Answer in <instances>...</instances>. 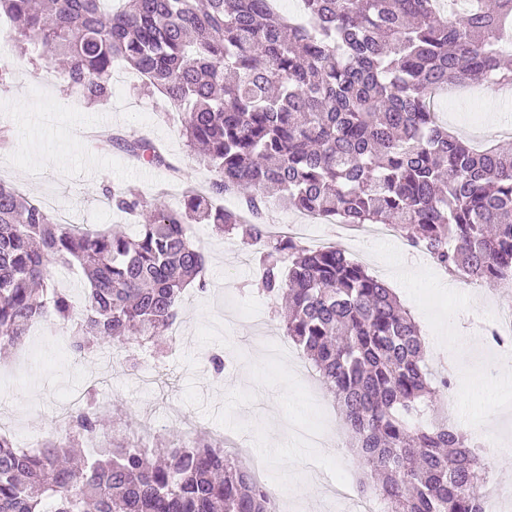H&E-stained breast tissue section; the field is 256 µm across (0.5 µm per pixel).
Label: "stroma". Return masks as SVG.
I'll return each instance as SVG.
<instances>
[{"label":"stroma","instance_id":"1","mask_svg":"<svg viewBox=\"0 0 512 512\" xmlns=\"http://www.w3.org/2000/svg\"><path fill=\"white\" fill-rule=\"evenodd\" d=\"M8 54L9 72L0 81V129L12 133L13 142L0 148V180L23 188L34 199L51 194L74 206L76 224L90 229L121 227L130 234L137 227L125 214L98 207L103 188L136 186L147 198L171 206L180 204L186 189H207L210 174L187 146L175 112L159 93L140 89L131 70L113 78L111 100L96 105L68 90L60 70L42 53L23 55L12 46ZM500 110V103L485 102L483 87L477 83L466 84L459 97L440 96L435 106L439 121L474 146L491 143L512 148V134H502L486 119L487 112ZM104 113L123 142L101 151L92 140H76L78 130ZM142 135L162 147L167 166L133 162L124 142ZM174 167L180 169V177H172ZM312 235L343 248L385 279L413 315L424 338L429 370L452 377L450 390L438 398L430 418L450 413L453 427L469 437L492 436L512 443V389H503L493 406L483 395L484 389L512 375V364L488 359L482 331L494 307L512 308V290L482 285L489 300L477 313L463 298H449L447 291L412 288L404 268L420 270L429 280L443 279L444 274L427 258L409 252L402 240L366 245L351 241L340 225L327 223L313 225ZM192 237L205 255L207 289L190 288L184 294L177 318L181 343L145 356L133 372L115 360L75 361L68 348V327L55 319L44 321L29 336L39 347L40 358L22 374L0 375V430L19 447L31 432L41 433L47 441L59 440L64 429L55 420L56 410L90 393L106 419L101 445L115 440L135 444L140 414L146 411L162 422L150 438V447L169 448L182 442L180 427L166 420L169 406L178 403L195 413L204 431L213 436L243 434L254 456L267 462L269 486H301L303 494L290 512H335L337 504L328 496L327 484L344 473L356 481L368 478V470L357 458L313 446L287 428L295 419L325 422L337 441L348 442L334 400L312 375L299 348L289 346L283 357L272 360L250 344L254 328L239 315L244 307L261 310L275 338H283L284 333L282 301L267 298L255 263L241 260L248 246L216 234L207 224L194 225ZM216 353L224 358L220 375L211 365ZM466 373L476 378L478 389L462 388ZM314 459L323 467L317 478L309 469Z\"/></svg>","mask_w":512,"mask_h":512}]
</instances>
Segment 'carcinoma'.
<instances>
[{"label": "carcinoma", "instance_id": "carcinoma-1", "mask_svg": "<svg viewBox=\"0 0 512 512\" xmlns=\"http://www.w3.org/2000/svg\"><path fill=\"white\" fill-rule=\"evenodd\" d=\"M0 0L21 50L64 60L68 87L91 104L112 96L120 61L181 114L204 154L207 194L180 206L130 186L104 189L112 208L149 222L123 231L64 224L0 182V352L54 317L71 323L70 352L158 348L185 289L204 290V254L188 227L209 224L258 247L260 281L288 300V338L311 361L380 482L362 493L384 512H482L487 476L477 444L421 420L448 376H431L424 342L389 284L335 246L304 248L242 222L215 200L238 194L260 216L268 200L328 222L394 224L448 275L478 284L512 278V152L478 150L436 120L431 94L476 76L512 86L498 42L512 0ZM132 154L169 166L158 145ZM79 265L88 291L77 313L53 270ZM93 396L63 444L36 452L0 434V512H275L272 488L205 435L151 463L117 445L82 468L63 460L97 434Z\"/></svg>", "mask_w": 512, "mask_h": 512}]
</instances>
